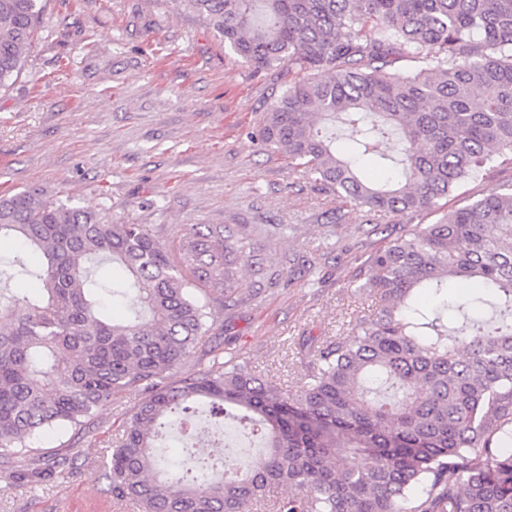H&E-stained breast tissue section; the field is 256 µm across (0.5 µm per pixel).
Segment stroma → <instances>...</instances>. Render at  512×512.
<instances>
[{"mask_svg": "<svg viewBox=\"0 0 512 512\" xmlns=\"http://www.w3.org/2000/svg\"><path fill=\"white\" fill-rule=\"evenodd\" d=\"M42 3L26 67L0 89V195L32 191L115 223L147 224L173 249L190 224L246 233L241 302L216 307L211 352L189 353L174 376L234 352L296 388L316 346L376 310L357 270L435 214L339 202L281 154L254 146L247 133L281 92V70L253 71L170 0ZM511 184L512 168H494L446 205ZM295 255L316 258L315 283H288ZM141 398L140 389L123 391L82 431L44 441L52 480L18 487L0 473V512H139L112 497L103 463Z\"/></svg>", "mask_w": 512, "mask_h": 512, "instance_id": "obj_1", "label": "stroma"}]
</instances>
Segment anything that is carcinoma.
<instances>
[{
    "label": "carcinoma",
    "instance_id": "carcinoma-1",
    "mask_svg": "<svg viewBox=\"0 0 512 512\" xmlns=\"http://www.w3.org/2000/svg\"><path fill=\"white\" fill-rule=\"evenodd\" d=\"M41 2L0 0V88L25 67ZM171 2L254 71L287 70L250 139L345 203L436 212L486 166H512V0ZM401 61L414 66L395 77ZM365 158L390 176L366 179ZM190 229L173 254L144 224L34 192L0 197V237L21 244L0 278L41 290H0V456L29 461L18 480L52 476L41 439L137 387L105 469L112 496L141 512H512V186L379 247L357 272L377 312L317 347L294 392L237 357L173 379L250 258L242 234ZM103 263L124 277L96 279ZM457 278L480 293L482 318L470 301H417ZM106 296L126 301V319ZM196 403L263 451L183 448L172 461L159 433H193ZM344 451L362 463L340 467ZM284 486L291 494H271Z\"/></svg>",
    "mask_w": 512,
    "mask_h": 512
}]
</instances>
